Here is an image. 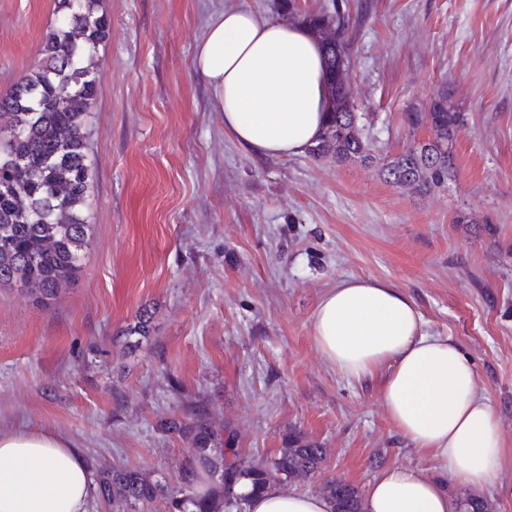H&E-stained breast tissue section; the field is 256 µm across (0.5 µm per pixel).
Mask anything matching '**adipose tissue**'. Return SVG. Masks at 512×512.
<instances>
[{"mask_svg": "<svg viewBox=\"0 0 512 512\" xmlns=\"http://www.w3.org/2000/svg\"><path fill=\"white\" fill-rule=\"evenodd\" d=\"M208 82L224 130L260 155L304 152L327 119L322 52L312 31L229 9L214 17L193 57ZM415 303L388 284L345 279L319 300L312 335L326 364L361 379L390 366L383 397L389 417L438 469L484 487L511 450L471 360L424 329ZM90 469L67 440L43 432L0 433V512H88ZM365 512H455L440 483L405 467L368 487ZM249 512H330L320 494L269 487Z\"/></svg>", "mask_w": 512, "mask_h": 512, "instance_id": "1", "label": "adipose tissue"}]
</instances>
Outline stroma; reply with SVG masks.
Masks as SVG:
<instances>
[{"instance_id": "35a3bbf8", "label": "stroma", "mask_w": 512, "mask_h": 512, "mask_svg": "<svg viewBox=\"0 0 512 512\" xmlns=\"http://www.w3.org/2000/svg\"><path fill=\"white\" fill-rule=\"evenodd\" d=\"M234 8L293 25L305 12L348 14V95L372 164L259 156L225 133L193 54L211 19ZM100 9L112 33L88 118L91 245L52 310L0 288V430L49 432L89 466L135 467L174 486L187 453L161 424L202 404L254 457L277 453L291 431L320 443V475L295 491L336 479L363 492L401 466L467 495L392 424L387 368L343 377L322 360L311 321L344 279L403 291L429 333L472 359L512 449V0ZM55 19V0H0V95L32 67ZM442 92L466 120L456 179L424 195L387 182L383 159L410 141L403 113ZM144 307L152 339L125 354L123 331Z\"/></svg>"}]
</instances>
